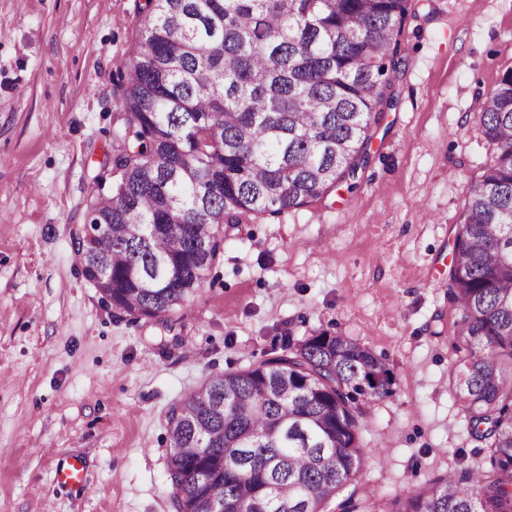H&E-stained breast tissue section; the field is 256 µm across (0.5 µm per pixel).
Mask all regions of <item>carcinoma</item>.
<instances>
[{
    "label": "carcinoma",
    "mask_w": 512,
    "mask_h": 512,
    "mask_svg": "<svg viewBox=\"0 0 512 512\" xmlns=\"http://www.w3.org/2000/svg\"><path fill=\"white\" fill-rule=\"evenodd\" d=\"M411 0H144L117 70L118 145L93 177L75 252L110 264V304L172 330L224 246L221 227L329 195L368 161L392 108ZM476 120L491 146L451 246L450 374L489 464L391 498L339 492L370 450L366 406L394 375L357 339H296L168 410L172 512H512V70Z\"/></svg>",
    "instance_id": "obj_1"
}]
</instances>
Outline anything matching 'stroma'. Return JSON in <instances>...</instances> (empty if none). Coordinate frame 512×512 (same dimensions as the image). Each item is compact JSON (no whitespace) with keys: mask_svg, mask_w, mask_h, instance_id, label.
I'll list each match as a JSON object with an SVG mask.
<instances>
[{"mask_svg":"<svg viewBox=\"0 0 512 512\" xmlns=\"http://www.w3.org/2000/svg\"><path fill=\"white\" fill-rule=\"evenodd\" d=\"M137 3L0 0V512H169L171 404L320 331L395 375L361 423L360 491L488 459L453 398L455 312L437 281L489 152L474 115L512 70V0H412L397 104L354 189L225 225L170 332L107 307L72 246L122 124L113 76ZM72 456L86 483L54 485Z\"/></svg>","mask_w":512,"mask_h":512,"instance_id":"35a3bbf8","label":"stroma"}]
</instances>
